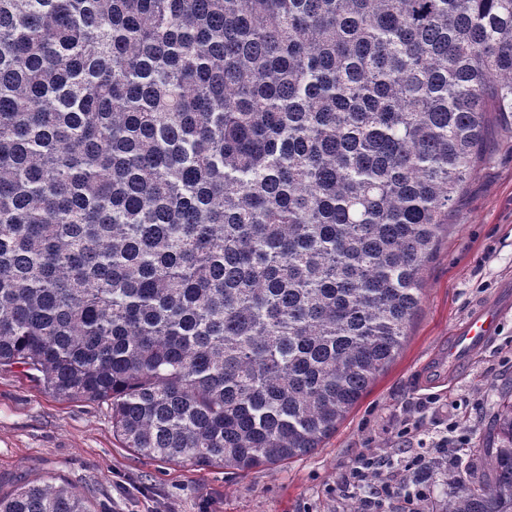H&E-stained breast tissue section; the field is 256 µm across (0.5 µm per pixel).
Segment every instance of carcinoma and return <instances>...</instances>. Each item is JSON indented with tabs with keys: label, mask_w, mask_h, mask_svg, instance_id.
<instances>
[{
	"label": "carcinoma",
	"mask_w": 512,
	"mask_h": 512,
	"mask_svg": "<svg viewBox=\"0 0 512 512\" xmlns=\"http://www.w3.org/2000/svg\"><path fill=\"white\" fill-rule=\"evenodd\" d=\"M512 128V0H0V370L124 447L304 456L398 355ZM497 447L436 512H512ZM0 512H92L53 478Z\"/></svg>",
	"instance_id": "carcinoma-1"
}]
</instances>
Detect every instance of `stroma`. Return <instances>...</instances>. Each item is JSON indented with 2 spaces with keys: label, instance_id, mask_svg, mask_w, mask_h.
<instances>
[{
  "label": "stroma",
  "instance_id": "35a3bbf8",
  "mask_svg": "<svg viewBox=\"0 0 512 512\" xmlns=\"http://www.w3.org/2000/svg\"><path fill=\"white\" fill-rule=\"evenodd\" d=\"M487 158L459 196L453 228L424 271L419 311L395 361L313 453L247 473L199 469L137 455L112 434L107 405L54 398L20 371L0 372V493L51 475L76 487L94 512H362L336 489L354 460L391 452L404 412L439 431L457 425L468 449L485 446L512 389V133L490 127ZM499 323L454 373L438 361L477 305ZM438 400L435 409L427 399Z\"/></svg>",
  "mask_w": 512,
  "mask_h": 512
}]
</instances>
